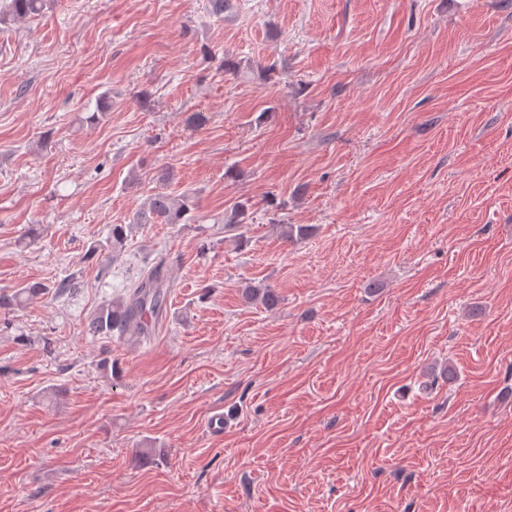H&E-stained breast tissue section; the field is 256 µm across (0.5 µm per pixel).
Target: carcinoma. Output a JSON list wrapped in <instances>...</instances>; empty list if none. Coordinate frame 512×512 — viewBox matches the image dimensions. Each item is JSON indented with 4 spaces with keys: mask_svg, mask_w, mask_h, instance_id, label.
<instances>
[{
    "mask_svg": "<svg viewBox=\"0 0 512 512\" xmlns=\"http://www.w3.org/2000/svg\"><path fill=\"white\" fill-rule=\"evenodd\" d=\"M50 5V0H0V25L18 19H29L42 14ZM194 209V195L184 193L179 196L158 193L133 217V223L142 224H179ZM129 224H114L106 243L109 257L117 259L127 249ZM282 236L287 241H297L307 237L311 228L304 224L281 225ZM49 291V287L34 283L16 290L12 294L0 295V308H11L27 297H34ZM166 284L163 262L142 273L134 281L127 295L102 305L91 316L88 323L89 334L93 336H143L151 330L146 317L158 318L166 302ZM246 297L272 307L279 301L277 293L271 288L250 287Z\"/></svg>",
    "mask_w": 512,
    "mask_h": 512,
    "instance_id": "cac0c4a2",
    "label": "carcinoma"
}]
</instances>
